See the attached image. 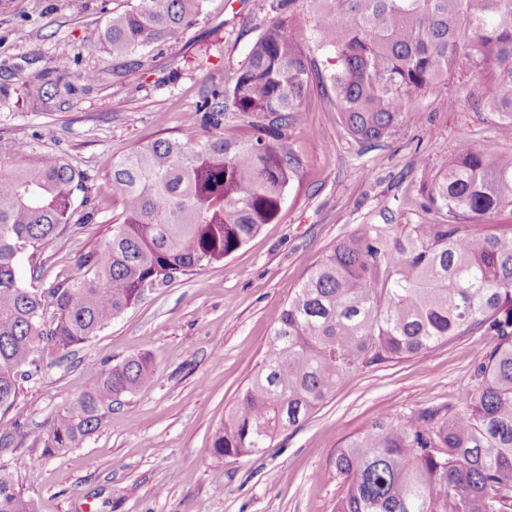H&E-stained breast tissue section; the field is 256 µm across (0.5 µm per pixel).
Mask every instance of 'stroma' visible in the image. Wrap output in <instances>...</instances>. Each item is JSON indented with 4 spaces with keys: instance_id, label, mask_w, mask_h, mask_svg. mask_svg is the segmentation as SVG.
<instances>
[{
    "instance_id": "1",
    "label": "stroma",
    "mask_w": 512,
    "mask_h": 512,
    "mask_svg": "<svg viewBox=\"0 0 512 512\" xmlns=\"http://www.w3.org/2000/svg\"><path fill=\"white\" fill-rule=\"evenodd\" d=\"M138 2L17 0L14 10L0 11V141L27 142L29 158L59 157L85 176L75 202L81 224L36 261L20 263L23 281L40 290L77 272L110 238L122 211L113 161L197 123L205 92L232 85L273 17L271 0H205L198 21L177 39L139 52L142 67L129 79L96 40L112 13ZM316 24L307 0L281 17L323 72L328 53ZM61 55L73 77L50 89L45 103L31 101L28 83ZM85 72L96 81L82 80ZM491 92L489 74L455 77L415 100L416 119L369 144L352 136L329 93L311 83L304 119L288 137L299 169L278 219L223 262L148 292L0 409V455L34 460L15 479L36 512H335L347 485L330 459L345 439L381 416L458 408L477 356L494 337L459 336L421 359L362 368L264 452L238 459L213 452L215 432L309 268L365 225L442 223V213L423 208L424 182L449 155L495 137ZM449 95L459 100L452 111L442 104ZM137 355L152 361L153 384L112 405L81 447L44 455L38 437L59 408Z\"/></svg>"
}]
</instances>
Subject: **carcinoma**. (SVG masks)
Listing matches in <instances>:
<instances>
[{
    "mask_svg": "<svg viewBox=\"0 0 512 512\" xmlns=\"http://www.w3.org/2000/svg\"><path fill=\"white\" fill-rule=\"evenodd\" d=\"M332 68L314 69L276 24L251 45L229 88L213 87L200 125L141 143L112 163L120 222L78 272L44 295L19 278L74 219L84 176L61 158L0 175V408L44 357L97 335L112 319L177 277L238 251L278 218L299 161L287 132L302 120L312 81L329 83L338 112L363 142L388 138L414 114L421 92L455 73L494 72L487 104L512 140V0H308ZM204 0H140L110 17L102 47L125 59L177 38ZM233 110L245 132L226 129ZM441 224H371L309 272L283 309L269 349L214 435L216 457L270 447L359 369L421 358L455 336L496 339L473 366V386L442 417L386 416L347 439L332 459L349 485L336 512H512V235L476 239L462 225L512 208V156L498 140L448 156L426 185ZM154 367L131 356L69 400L43 434V454L78 448L104 418L103 404L149 387ZM23 456H0V512H35L14 480Z\"/></svg>",
    "mask_w": 512,
    "mask_h": 512,
    "instance_id": "cac0c4a2",
    "label": "carcinoma"
}]
</instances>
